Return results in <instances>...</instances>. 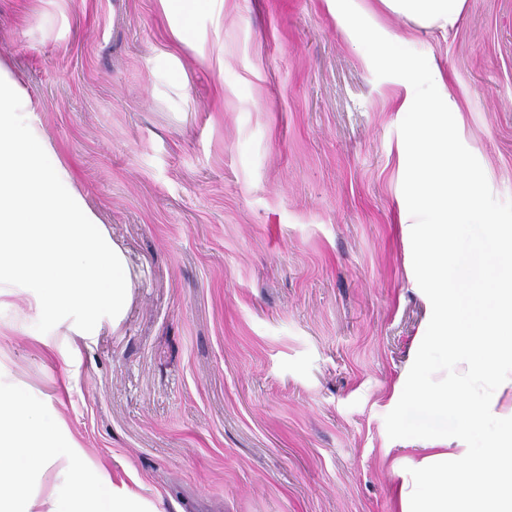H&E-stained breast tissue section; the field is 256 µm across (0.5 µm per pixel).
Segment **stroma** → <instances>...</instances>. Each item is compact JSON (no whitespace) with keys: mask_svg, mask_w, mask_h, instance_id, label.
<instances>
[{"mask_svg":"<svg viewBox=\"0 0 512 512\" xmlns=\"http://www.w3.org/2000/svg\"><path fill=\"white\" fill-rule=\"evenodd\" d=\"M366 27L447 73L448 179L486 173L511 221L512 0L446 34L204 0L186 43L160 0H0V65L135 275L120 326L89 333L30 336L32 295L0 299V386L53 401L90 479L157 512H397L418 451L392 393L429 282L398 215L408 74Z\"/></svg>","mask_w":512,"mask_h":512,"instance_id":"obj_1","label":"stroma"}]
</instances>
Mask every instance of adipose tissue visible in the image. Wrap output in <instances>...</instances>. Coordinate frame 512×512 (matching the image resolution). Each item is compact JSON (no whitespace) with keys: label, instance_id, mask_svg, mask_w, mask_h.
I'll return each instance as SVG.
<instances>
[{"label":"adipose tissue","instance_id":"obj_1","mask_svg":"<svg viewBox=\"0 0 512 512\" xmlns=\"http://www.w3.org/2000/svg\"><path fill=\"white\" fill-rule=\"evenodd\" d=\"M382 10L423 29L454 28L468 0H378ZM372 49L405 66L430 91L396 97L408 139L398 163L410 193L401 221L415 227L416 248L429 280L430 318L407 377L409 398L399 411L415 435L419 457L402 472L400 512H512V225L483 202L479 175L448 183V115L460 105L433 59L413 55L398 34L371 39ZM0 512H34L32 471L66 463L70 478L54 486L44 512H126L125 488L98 489L85 474L86 455L61 430L53 405L18 388L0 387ZM500 475L489 492L487 474Z\"/></svg>","mask_w":512,"mask_h":512}]
</instances>
